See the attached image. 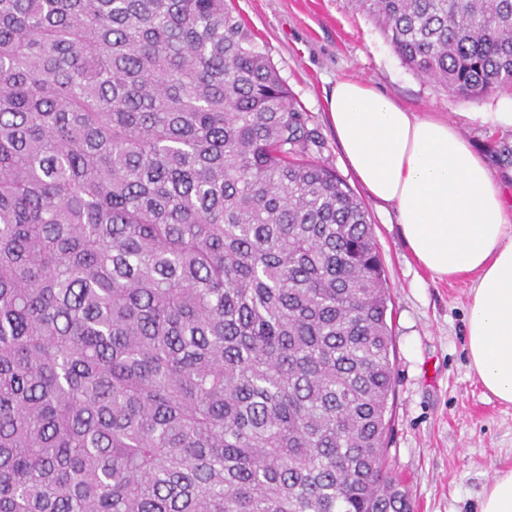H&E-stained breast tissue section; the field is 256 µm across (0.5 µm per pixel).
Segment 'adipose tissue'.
<instances>
[{
  "mask_svg": "<svg viewBox=\"0 0 512 512\" xmlns=\"http://www.w3.org/2000/svg\"><path fill=\"white\" fill-rule=\"evenodd\" d=\"M329 111L345 163L368 195L393 205L418 264L439 280L470 277L469 368L512 404V208L458 125L337 82Z\"/></svg>",
  "mask_w": 512,
  "mask_h": 512,
  "instance_id": "obj_1",
  "label": "adipose tissue"
}]
</instances>
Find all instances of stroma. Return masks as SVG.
Segmentation results:
<instances>
[{
    "label": "stroma",
    "mask_w": 512,
    "mask_h": 512,
    "mask_svg": "<svg viewBox=\"0 0 512 512\" xmlns=\"http://www.w3.org/2000/svg\"><path fill=\"white\" fill-rule=\"evenodd\" d=\"M293 97L310 113L320 159L362 198L390 288L395 389L388 460L413 512H480L485 487L512 470V405L488 394L471 374L465 336L469 283L439 281L418 266L392 207L369 199L344 163L327 99L337 81L359 80L412 112L458 123L488 161L512 202V94L475 101L448 94L409 70L366 15L346 0H233ZM487 120H479V113Z\"/></svg>",
    "instance_id": "stroma-1"
}]
</instances>
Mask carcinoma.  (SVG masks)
<instances>
[{
	"instance_id": "carcinoma-1",
	"label": "carcinoma",
	"mask_w": 512,
	"mask_h": 512,
	"mask_svg": "<svg viewBox=\"0 0 512 512\" xmlns=\"http://www.w3.org/2000/svg\"><path fill=\"white\" fill-rule=\"evenodd\" d=\"M450 94L512 0H347ZM230 0H0V512H412L364 203Z\"/></svg>"
}]
</instances>
